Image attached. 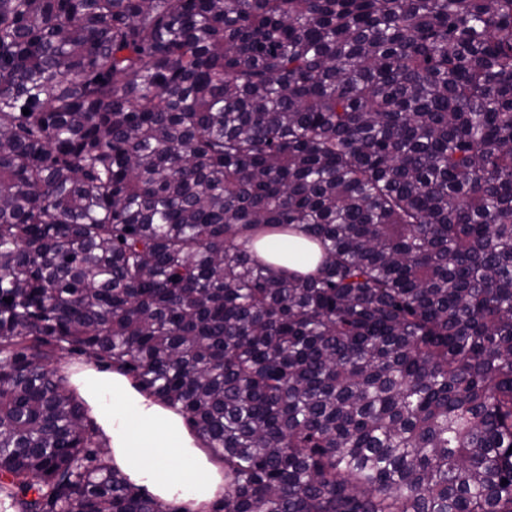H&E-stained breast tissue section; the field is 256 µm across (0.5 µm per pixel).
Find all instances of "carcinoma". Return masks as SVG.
<instances>
[{"label": "carcinoma", "mask_w": 512, "mask_h": 512, "mask_svg": "<svg viewBox=\"0 0 512 512\" xmlns=\"http://www.w3.org/2000/svg\"><path fill=\"white\" fill-rule=\"evenodd\" d=\"M63 353L209 512H512V0H0V512H181ZM264 240L265 241L263 242L262 246L263 248L259 246V243L257 244L256 248L258 252L271 260L274 259L273 257H271L273 253H288V264L284 262L281 263L288 266L291 269H296L303 272L310 271L315 268V265L320 257V250L317 247V245L311 244L317 255V259L312 263H310V261H306L303 259V255L306 252H309V247L307 245V240L301 236H288L287 238H284V240L279 242V244L275 247L269 243L268 239ZM291 255H294L297 258V260L291 261ZM76 384L102 429L113 463L130 481L165 504L176 501L191 511L202 510L215 497L222 477L180 415L117 372L86 369Z\"/></svg>", "instance_id": "cac0c4a2"}]
</instances>
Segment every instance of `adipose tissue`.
<instances>
[{
  "instance_id": "obj_1",
  "label": "adipose tissue",
  "mask_w": 512,
  "mask_h": 512,
  "mask_svg": "<svg viewBox=\"0 0 512 512\" xmlns=\"http://www.w3.org/2000/svg\"><path fill=\"white\" fill-rule=\"evenodd\" d=\"M100 426L113 463L161 502L202 512L222 477L208 462L180 415L139 392L121 374L95 369L77 379Z\"/></svg>"
}]
</instances>
